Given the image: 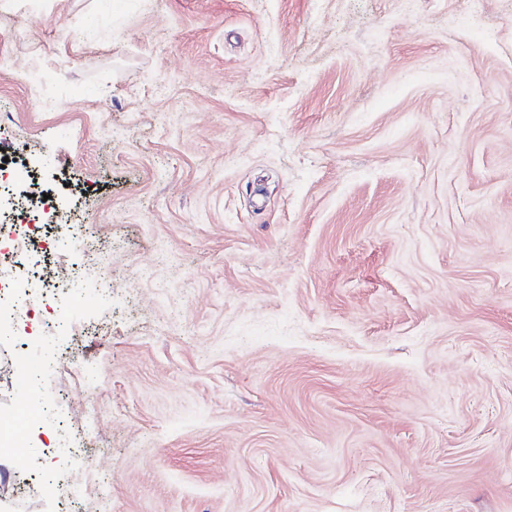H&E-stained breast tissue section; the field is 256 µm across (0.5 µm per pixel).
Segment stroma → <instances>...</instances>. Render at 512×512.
Masks as SVG:
<instances>
[{"label": "stroma", "mask_w": 512, "mask_h": 512, "mask_svg": "<svg viewBox=\"0 0 512 512\" xmlns=\"http://www.w3.org/2000/svg\"><path fill=\"white\" fill-rule=\"evenodd\" d=\"M32 152L76 331L0 334V512H512V0H0Z\"/></svg>", "instance_id": "obj_1"}]
</instances>
